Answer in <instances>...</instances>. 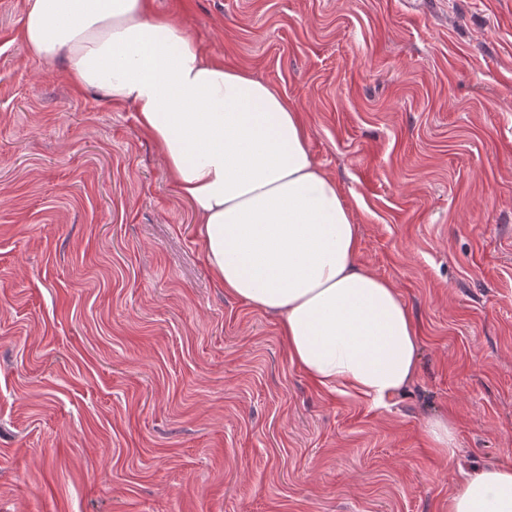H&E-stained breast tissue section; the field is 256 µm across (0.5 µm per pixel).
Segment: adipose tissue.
<instances>
[{"label":"adipose tissue","instance_id":"adipose-tissue-1","mask_svg":"<svg viewBox=\"0 0 512 512\" xmlns=\"http://www.w3.org/2000/svg\"><path fill=\"white\" fill-rule=\"evenodd\" d=\"M22 37L34 59L66 54L77 87L135 105L194 208L214 278L278 316L291 364L377 404L413 381V319L393 284L357 261L355 213L285 96L225 69L149 0H26ZM448 512H512V465L460 481Z\"/></svg>","mask_w":512,"mask_h":512}]
</instances>
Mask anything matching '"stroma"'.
Instances as JSON below:
<instances>
[{"instance_id":"obj_1","label":"stroma","mask_w":512,"mask_h":512,"mask_svg":"<svg viewBox=\"0 0 512 512\" xmlns=\"http://www.w3.org/2000/svg\"><path fill=\"white\" fill-rule=\"evenodd\" d=\"M149 2L296 106L417 374L377 407L292 366L134 106L30 58L0 0V512H447L512 465V0ZM424 432L432 448H437L442 455L449 459L456 456L459 448H457L454 428L448 419L429 420L424 427Z\"/></svg>"}]
</instances>
